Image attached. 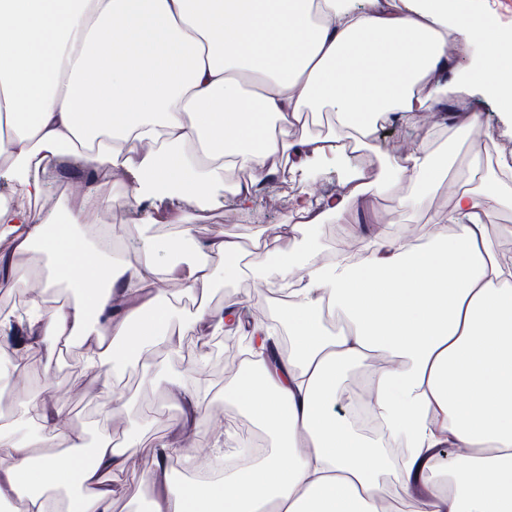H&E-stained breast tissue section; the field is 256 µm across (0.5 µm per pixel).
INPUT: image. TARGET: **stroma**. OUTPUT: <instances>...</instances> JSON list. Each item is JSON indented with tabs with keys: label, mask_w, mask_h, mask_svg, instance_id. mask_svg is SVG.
Listing matches in <instances>:
<instances>
[{
	"label": "stroma",
	"mask_w": 512,
	"mask_h": 512,
	"mask_svg": "<svg viewBox=\"0 0 512 512\" xmlns=\"http://www.w3.org/2000/svg\"><path fill=\"white\" fill-rule=\"evenodd\" d=\"M449 52L458 61L459 68L447 79L448 109L477 115L479 128L470 136L460 135L449 121L432 125L424 115L403 126L385 121L378 125L374 134L375 153L348 154L345 166L329 169L314 181L305 179L301 171L284 170L257 196L249 211L238 210L228 192L220 190L210 206L204 209H190L185 200L173 195L156 201L154 207L142 213L137 212L135 203L131 202L116 213L100 211L88 214L85 221L89 224H111L116 216H123L129 221L125 230L126 239L137 242L164 231L171 235L178 234L180 227L175 224L174 217L187 211L192 216L194 238L203 239L230 231L248 242L259 233H288V220L297 197L308 192L318 196L336 193L345 180L346 166L377 162L379 156L393 153L400 147L419 145L434 156H447L449 182H457L464 179L472 154L491 139L496 142L498 152L486 160L485 168L496 170L499 162H512V122L504 120L492 100L464 75L465 69L478 57V49L472 44L458 41L450 45ZM84 178L82 167L70 158H61L46 176L49 206H75L74 190ZM407 192L406 184H398L391 193L369 196L360 212L334 218L308 229L305 239L299 244L300 254L314 249L326 255L341 250L358 253L361 239L356 231L361 224H385L390 234L426 241L431 229V216L448 211L452 206V197L447 185L428 189L421 193L415 207L401 216L397 213V200ZM228 291L236 292L254 314L268 315L277 320L288 312L287 299L270 298L268 293L257 292L252 280L231 274L218 278L209 296L210 305L221 304ZM218 349L219 358L209 363L205 370L206 407L211 415L199 436L206 439L227 433L226 445L231 448L235 442L231 440L230 433L239 414L232 406L225 404L224 385L234 379L236 372L224 365L223 356L228 352L227 347ZM112 383L131 405L126 419L120 421L104 414L100 382L94 373L77 365L66 364L60 356H47L42 351L31 367L24 371L20 385H13L9 377L0 378V406L11 407L20 390L51 402H62L66 412L65 432L81 433L90 447L104 436L122 439L129 422H139L142 444L135 449L129 471L121 478L123 493L114 503L113 510L144 512L148 493L140 476L152 467L155 447L167 436L169 426L178 417L179 411L166 389L142 382L139 363H129L114 373Z\"/></svg>",
	"instance_id": "35a3bbf8"
}]
</instances>
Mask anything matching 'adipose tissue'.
<instances>
[{
	"label": "adipose tissue",
	"instance_id": "adipose-tissue-1",
	"mask_svg": "<svg viewBox=\"0 0 512 512\" xmlns=\"http://www.w3.org/2000/svg\"><path fill=\"white\" fill-rule=\"evenodd\" d=\"M458 3L0 0V177L12 187L0 194V288L73 293L51 312L32 302L31 345L84 346L94 372L160 348L173 355L184 336L243 331L240 297L206 303L219 270L269 292L289 287L288 351L269 360L275 331L254 321L257 343L224 389L271 450L217 481L173 479L171 455L201 452L187 439L206 408L182 378H167L180 415L142 477L155 492L149 512H512V256L485 233L503 174L472 160L428 242L374 224L357 262L298 259L283 234L248 250L231 232L196 242L187 258L182 215L180 236L115 257L77 232L82 214L129 198L174 193L203 209L223 186L246 211L280 170H319L370 148L379 119L437 118L452 40L481 43L470 80L512 120V32ZM323 112L336 116L330 131H306ZM79 142L86 177L77 209L62 213L46 207L40 171ZM228 167L243 180L225 185ZM447 170V157L398 150L349 168L336 195L297 198L290 222L322 224L362 208L385 179L419 191ZM170 281L201 299L191 318L177 321L182 296ZM374 357L385 364L372 402L411 448L398 469L334 412L343 374ZM63 415L35 396L20 417L0 411V507L113 512L138 435L89 449L64 434ZM21 420L32 428L22 440Z\"/></svg>",
	"mask_w": 512,
	"mask_h": 512
}]
</instances>
